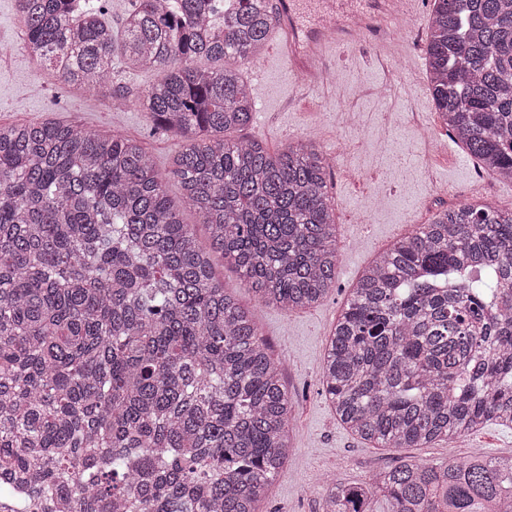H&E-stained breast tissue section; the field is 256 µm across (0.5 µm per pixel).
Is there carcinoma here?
I'll use <instances>...</instances> for the list:
<instances>
[{"label":"carcinoma","mask_w":512,"mask_h":512,"mask_svg":"<svg viewBox=\"0 0 512 512\" xmlns=\"http://www.w3.org/2000/svg\"><path fill=\"white\" fill-rule=\"evenodd\" d=\"M17 5L49 77L112 95L100 0ZM274 26L270 0H135L126 64L163 73L138 104L182 139L164 173L119 133L0 125V512H259L285 470L293 399L211 253L266 306L321 302L340 253L331 165L310 138L271 153L233 136L255 101L238 69L206 65L250 60ZM425 54L449 136L511 180L512 0H434ZM321 374L339 421L383 448L511 425L512 210L463 202L383 251ZM321 512H512V455L404 458L328 483Z\"/></svg>","instance_id":"carcinoma-1"}]
</instances>
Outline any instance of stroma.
Instances as JSON below:
<instances>
[{
  "label": "stroma",
  "instance_id": "1",
  "mask_svg": "<svg viewBox=\"0 0 512 512\" xmlns=\"http://www.w3.org/2000/svg\"><path fill=\"white\" fill-rule=\"evenodd\" d=\"M431 11L432 0H418L412 35L391 47L399 61L391 74L374 57L378 39L371 33L341 43L328 55L330 75L323 85L299 84L271 43L259 59L238 65L256 102L245 136L275 152L310 131L321 152L336 153L329 192L343 245L335 288L320 304L289 315L258 302L235 268L221 254L213 256L216 277L252 310L295 401L294 449L260 512H319L320 494L330 481L360 482L405 457L445 462L474 453L512 454V427L494 422L418 448H381L345 429L323 392L321 365L329 334L359 273L393 241L413 232L414 218L427 219L437 209L468 200L475 184L470 155L432 150L430 139L441 128L426 71L406 69L428 35ZM21 37L16 0H0V124L53 118L102 132L119 131L140 139L159 170L168 168L180 137L155 128L134 103L146 86L160 79V71L126 68L116 52L112 96L79 92L41 75L20 48ZM381 84L386 92L380 97L375 89ZM348 108L359 115L357 128L347 123ZM413 112L419 113L421 123L410 120ZM376 180L384 185L378 193L372 190Z\"/></svg>",
  "mask_w": 512,
  "mask_h": 512
}]
</instances>
